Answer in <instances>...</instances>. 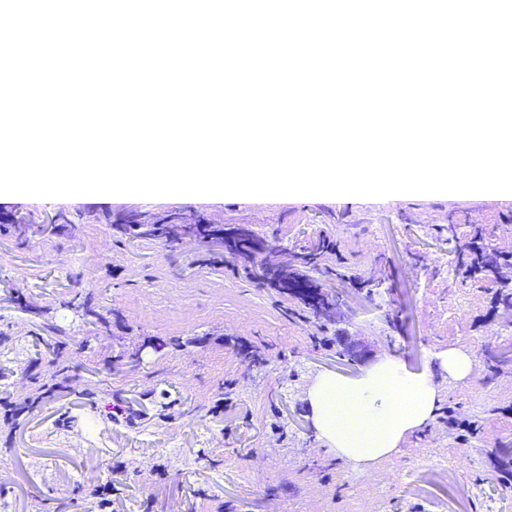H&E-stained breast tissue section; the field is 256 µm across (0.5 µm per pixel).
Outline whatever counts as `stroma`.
<instances>
[{
    "label": "stroma",
    "mask_w": 512,
    "mask_h": 512,
    "mask_svg": "<svg viewBox=\"0 0 512 512\" xmlns=\"http://www.w3.org/2000/svg\"><path fill=\"white\" fill-rule=\"evenodd\" d=\"M131 221L323 247L309 274L344 317L314 320L209 244L115 236ZM477 233L505 257L494 278L459 273ZM502 288L512 200L494 194L0 196V403L18 405L0 416V512H512ZM357 341L367 360L347 356ZM449 348L474 354L469 377L441 369ZM386 359L438 383V411L401 454L352 471L319 439L305 388ZM214 233H224L223 238H220V239H218L216 241H218L220 244H222L224 246L225 251H227L228 246L233 245V238L237 234H242V233L252 234L251 233V229H249L248 227H245V226L239 227L238 231L229 230V228H226L225 231H224V225H220V224H200L199 225V239L198 240L205 242L206 239L211 234H214Z\"/></svg>",
    "instance_id": "stroma-1"
}]
</instances>
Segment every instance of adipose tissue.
<instances>
[{
	"mask_svg": "<svg viewBox=\"0 0 512 512\" xmlns=\"http://www.w3.org/2000/svg\"><path fill=\"white\" fill-rule=\"evenodd\" d=\"M308 397L326 445L344 466L361 471L398 453L409 434L432 421L439 388L388 360L354 383L320 376Z\"/></svg>",
	"mask_w": 512,
	"mask_h": 512,
	"instance_id": "adipose-tissue-1",
	"label": "adipose tissue"
}]
</instances>
